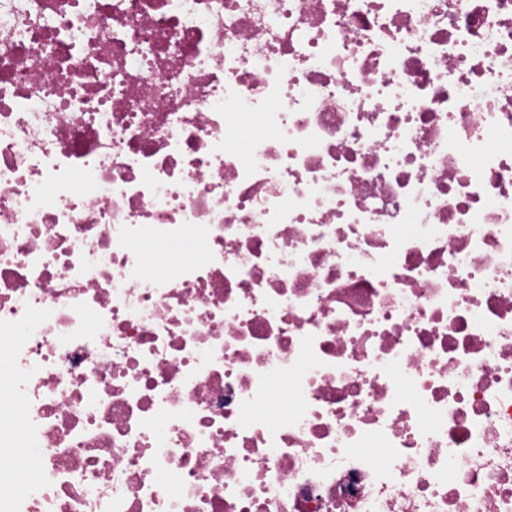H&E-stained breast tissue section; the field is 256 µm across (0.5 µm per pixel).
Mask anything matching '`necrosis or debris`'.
<instances>
[{"label":"necrosis or debris","mask_w":512,"mask_h":512,"mask_svg":"<svg viewBox=\"0 0 512 512\" xmlns=\"http://www.w3.org/2000/svg\"><path fill=\"white\" fill-rule=\"evenodd\" d=\"M0 512H512V0H0Z\"/></svg>","instance_id":"1"}]
</instances>
